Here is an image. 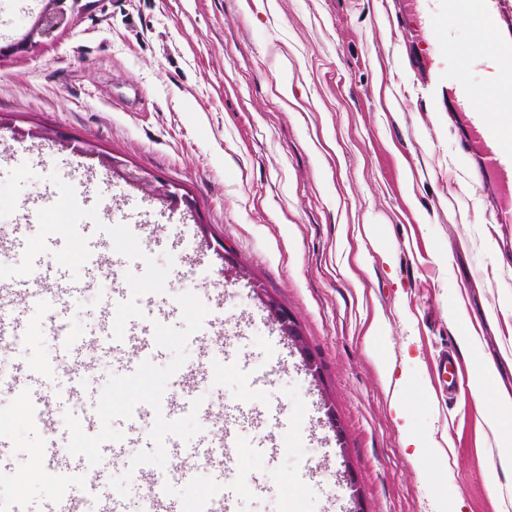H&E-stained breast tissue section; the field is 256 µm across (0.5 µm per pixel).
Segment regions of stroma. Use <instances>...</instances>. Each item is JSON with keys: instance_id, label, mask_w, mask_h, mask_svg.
<instances>
[{"instance_id": "stroma-1", "label": "stroma", "mask_w": 512, "mask_h": 512, "mask_svg": "<svg viewBox=\"0 0 512 512\" xmlns=\"http://www.w3.org/2000/svg\"><path fill=\"white\" fill-rule=\"evenodd\" d=\"M88 3L36 52L0 58V263L40 262L75 339L111 326L112 293L143 316L122 352L92 357L16 297L27 343L0 350V375L41 371L55 437L0 391V512H48L60 485L99 506L121 488L125 512H143L133 462L161 475L217 433L246 451L225 484L260 487L234 512H352L355 493L364 512H512V473L487 480L493 410L471 396L490 360L488 398L512 397V228L480 198L443 97L489 34L443 16L414 42L397 0ZM40 8L0 0V47ZM425 53L428 83L410 62ZM14 126L41 137L13 140ZM108 156L176 185L181 203L126 183ZM448 349L452 397L436 379ZM156 394L175 438L160 455L154 416L133 433L113 421ZM212 479L197 469L167 496L193 512ZM266 305L270 310L272 318L279 324L281 331L297 345L301 341L300 334L291 316L272 299L267 300Z\"/></svg>"}]
</instances>
